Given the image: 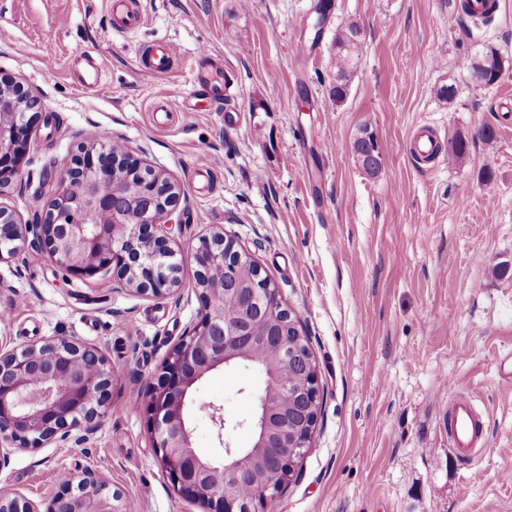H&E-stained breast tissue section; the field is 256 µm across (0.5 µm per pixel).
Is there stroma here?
Here are the masks:
<instances>
[{"label": "stroma", "instance_id": "1", "mask_svg": "<svg viewBox=\"0 0 512 512\" xmlns=\"http://www.w3.org/2000/svg\"><path fill=\"white\" fill-rule=\"evenodd\" d=\"M316 0H140L143 24L112 29L111 0H0V72L41 100L21 179L0 206L21 222L44 214L46 168L92 144L120 143L182 190L170 225L184 252L181 284L161 298L83 281L41 254L0 261V343L73 336L100 347L112 397L83 448L12 450L0 491L44 505L70 470L92 468L120 512H204L160 467L141 406L164 360L198 318L194 251L201 235L235 237L279 288L307 333L323 394L312 446L283 492L259 512H512V0L489 24L454 19L457 0H331L315 34ZM353 21L362 50L343 103L329 99L335 31ZM166 40L173 68L145 70L142 44ZM499 50L504 76L473 84L460 60ZM229 80L222 107L152 112L170 88L192 90L200 51ZM455 87L440 102L439 86ZM491 125V140L478 130ZM382 165L352 151L362 126ZM441 146L467 138L462 162L417 163L413 134ZM208 153L206 178L193 167ZM264 384L224 368L189 408L194 444L215 451L203 409L223 406L224 437L245 427ZM469 397L487 425L473 461L448 447L444 412Z\"/></svg>", "mask_w": 512, "mask_h": 512}]
</instances>
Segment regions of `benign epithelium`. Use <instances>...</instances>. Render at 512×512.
I'll return each instance as SVG.
<instances>
[{"mask_svg":"<svg viewBox=\"0 0 512 512\" xmlns=\"http://www.w3.org/2000/svg\"><path fill=\"white\" fill-rule=\"evenodd\" d=\"M0 189L21 178L20 163L39 121V100L0 74ZM52 198L35 224H23L0 206V260L25 252L34 233L47 256L74 277L112 274L113 290L161 297L179 284L181 260L170 246L167 225L180 188L125 150L101 144L45 179ZM78 211L87 219L63 223ZM199 316L164 362L144 405L153 447L174 488L205 504L208 512H256L283 484L266 481L269 469L283 480L294 459L311 447L322 408L318 375L301 324L290 318L279 289L250 253L222 232L199 239L194 253ZM253 264L239 281L227 268ZM237 365L261 372L256 413L246 422L249 448L224 440V408L206 406L217 449L199 454L188 415L203 379ZM111 374L99 349L71 336L8 349L0 344V458L5 448L88 444L95 420L110 397ZM254 488L249 501L236 493L241 481ZM114 494L100 475L69 472L47 512H117ZM0 512H40L37 505L0 493Z\"/></svg>","mask_w":512,"mask_h":512,"instance_id":"benign-epithelium-1","label":"benign epithelium"}]
</instances>
